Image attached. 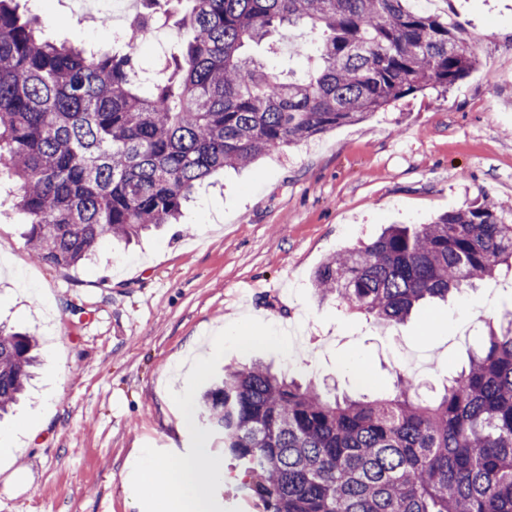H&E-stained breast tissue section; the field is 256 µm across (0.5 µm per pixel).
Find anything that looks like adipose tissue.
<instances>
[{
    "label": "adipose tissue",
    "mask_w": 512,
    "mask_h": 512,
    "mask_svg": "<svg viewBox=\"0 0 512 512\" xmlns=\"http://www.w3.org/2000/svg\"><path fill=\"white\" fill-rule=\"evenodd\" d=\"M132 473L145 486L156 490L166 503L175 505L176 512H208L210 484L224 475L205 448L176 463L160 462L149 453H141Z\"/></svg>",
    "instance_id": "adipose-tissue-1"
}]
</instances>
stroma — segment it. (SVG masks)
<instances>
[{"instance_id":"1","label":"stroma","mask_w":512,"mask_h":512,"mask_svg":"<svg viewBox=\"0 0 512 512\" xmlns=\"http://www.w3.org/2000/svg\"><path fill=\"white\" fill-rule=\"evenodd\" d=\"M70 2L20 8L44 19L53 40L89 50L111 42L99 19L85 20ZM406 7L448 22L480 60L447 96L418 93L225 169L179 223L128 246H99L93 261L35 260L15 207L18 182L0 173V322L39 344L24 395L0 416L4 427L38 416L19 458L0 460V512H157L151 490L127 478L132 456L149 448L170 461L203 443L225 474L210 488L209 512H260L238 491L237 463L215 435L196 418L177 424L212 377L261 361L357 398L389 395L400 374L436 396L512 310V274L423 303L390 327L319 301L312 287L325 259L385 225L421 224L473 201L512 202V0ZM317 39L282 32L253 53L300 71ZM225 327L251 344H212ZM194 339L196 372L183 361Z\"/></svg>"}]
</instances>
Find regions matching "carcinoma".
I'll use <instances>...</instances> for the list:
<instances>
[{
	"label": "carcinoma",
	"instance_id": "1",
	"mask_svg": "<svg viewBox=\"0 0 512 512\" xmlns=\"http://www.w3.org/2000/svg\"><path fill=\"white\" fill-rule=\"evenodd\" d=\"M139 30L160 0H143ZM186 41L146 82L136 47L56 43L0 0V168L39 260L74 265L107 240L172 224L215 172L357 123L404 97L446 92L475 53L403 0H186ZM320 34L318 64L284 79L248 54L282 28ZM512 269V209L472 203L392 224L314 272L334 299L383 324ZM36 339L0 325V412L22 394ZM205 424L262 512H512V320L489 332L434 403L401 376L394 395L339 398L267 366L225 370Z\"/></svg>",
	"mask_w": 512,
	"mask_h": 512
}]
</instances>
